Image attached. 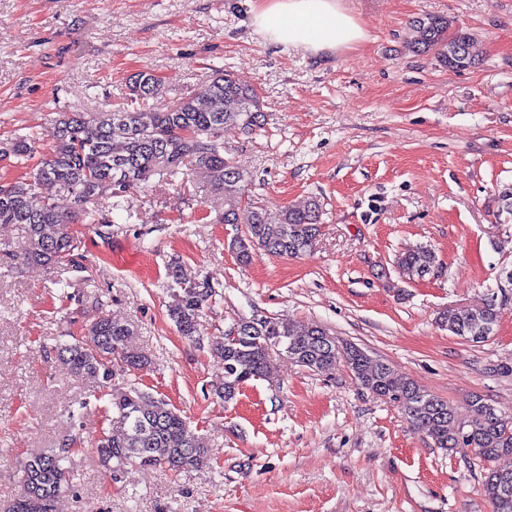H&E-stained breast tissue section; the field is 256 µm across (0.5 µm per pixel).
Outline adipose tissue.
Masks as SVG:
<instances>
[{"mask_svg":"<svg viewBox=\"0 0 512 512\" xmlns=\"http://www.w3.org/2000/svg\"><path fill=\"white\" fill-rule=\"evenodd\" d=\"M251 25L269 44L313 56L351 50L367 39L344 0H258Z\"/></svg>","mask_w":512,"mask_h":512,"instance_id":"obj_1","label":"adipose tissue"}]
</instances>
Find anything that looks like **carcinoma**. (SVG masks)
Instances as JSON below:
<instances>
[{
  "instance_id": "1",
  "label": "carcinoma",
  "mask_w": 512,
  "mask_h": 512,
  "mask_svg": "<svg viewBox=\"0 0 512 512\" xmlns=\"http://www.w3.org/2000/svg\"><path fill=\"white\" fill-rule=\"evenodd\" d=\"M447 18L429 16L416 24L414 49L432 53L450 72L474 64L472 38L459 29L449 34ZM134 106L103 112H61L56 120L55 144L45 151L30 133L17 135L0 146V158L11 157L24 170L20 180L0 186V224H20L23 239L0 240V263L47 267H79L81 240L67 233L73 224H106L93 207L99 199L128 221L133 217L128 196L153 177L179 188L192 186L202 197L224 200L221 222L238 223L239 210L248 200L247 176L224 155V127L253 129L265 124L266 113L253 89L239 84L228 70H218L200 96L185 98L166 108L149 104L161 93V82L145 70L132 82ZM61 196L75 208L63 211ZM322 207L313 197L302 207L276 213L251 206L249 225L233 237L229 247L239 264L251 261L253 250L274 257H298L310 250L321 232ZM437 264L434 250L419 244L400 253L395 261L398 278L412 282L429 274ZM164 288L167 312L177 331L193 338L200 333V318L215 299L209 281L180 262L168 264ZM500 317L490 300L475 309L450 307L439 321L448 333L468 341L482 331L494 330ZM237 336L224 338L213 352L224 363V381L216 393L229 403L251 380L271 379L280 355L314 372L330 373L343 363L357 383L396 406L410 425L430 437L437 448L471 453L485 467L484 495L493 512H512V469L493 466L512 455V417H504L479 396L469 399L472 419L462 422L448 401L422 390L411 378L352 344H340L318 323L297 325L273 318L240 319ZM129 324L106 314L89 328L90 342L73 338L57 348L58 358L73 372L107 383L113 367L143 370L148 357L127 346ZM112 414L105 415L96 450L109 467L112 479L128 467L164 466L173 472L199 469L209 461L203 438L193 433L180 411L134 384L112 387L108 393ZM70 449L29 456L23 463L22 488L11 512H53V503L70 487L66 467Z\"/></svg>"
}]
</instances>
